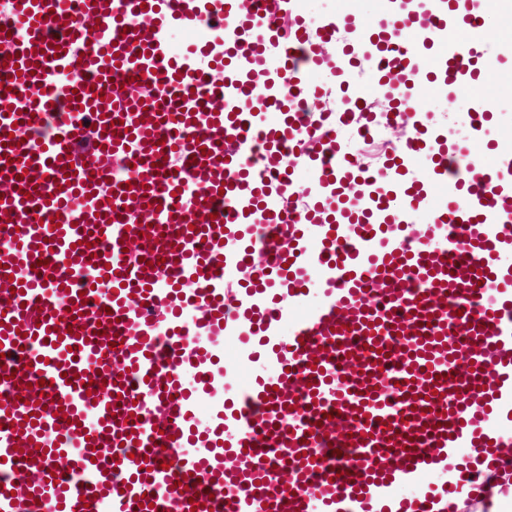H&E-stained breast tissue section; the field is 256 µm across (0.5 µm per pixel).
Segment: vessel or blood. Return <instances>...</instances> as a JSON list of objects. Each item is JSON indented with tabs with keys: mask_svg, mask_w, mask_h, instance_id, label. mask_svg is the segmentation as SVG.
<instances>
[{
	"mask_svg": "<svg viewBox=\"0 0 512 512\" xmlns=\"http://www.w3.org/2000/svg\"><path fill=\"white\" fill-rule=\"evenodd\" d=\"M250 2L0 0V512H448L456 480L512 496V429L489 423L512 413V143L457 179L403 92L416 137L364 181L363 223L330 221L352 172L336 125L360 106L305 110L313 73L351 77L320 52L342 30L379 71L432 56L430 83L466 88L494 0H380L386 51L374 24L284 35L301 0ZM305 143L319 201L298 212ZM417 156L442 195L425 225L421 189L395 190ZM254 335L276 371L196 431L219 387L199 337ZM487 449L493 470L454 472Z\"/></svg>",
	"mask_w": 512,
	"mask_h": 512,
	"instance_id": "obj_1",
	"label": "vessel or blood"
}]
</instances>
